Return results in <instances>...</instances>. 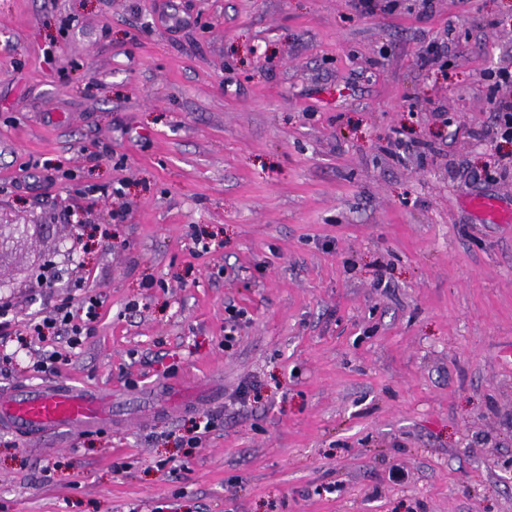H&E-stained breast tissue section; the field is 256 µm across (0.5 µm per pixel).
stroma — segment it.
<instances>
[{
    "instance_id": "obj_1",
    "label": "stroma",
    "mask_w": 512,
    "mask_h": 512,
    "mask_svg": "<svg viewBox=\"0 0 512 512\" xmlns=\"http://www.w3.org/2000/svg\"><path fill=\"white\" fill-rule=\"evenodd\" d=\"M502 66L512 0H0V300L89 331L0 343V392L129 411L0 430V512H512V221L469 209L512 177L467 135ZM30 225L0 224V263L15 244L28 236ZM111 401L75 382L48 379L0 393V428L25 440L112 424Z\"/></svg>"
}]
</instances>
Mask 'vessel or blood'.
<instances>
[{
  "instance_id": "vessel-or-blood-1",
  "label": "vessel or blood",
  "mask_w": 512,
  "mask_h": 512,
  "mask_svg": "<svg viewBox=\"0 0 512 512\" xmlns=\"http://www.w3.org/2000/svg\"><path fill=\"white\" fill-rule=\"evenodd\" d=\"M111 402L96 389L48 379L0 393V429L23 439L80 432L111 422Z\"/></svg>"
}]
</instances>
